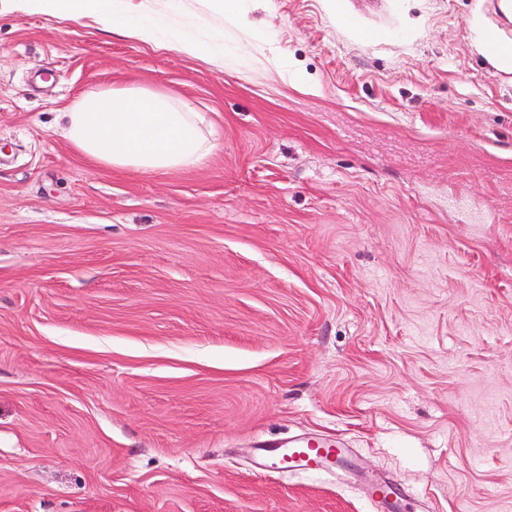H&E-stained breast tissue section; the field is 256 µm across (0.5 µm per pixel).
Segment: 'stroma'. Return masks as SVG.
Masks as SVG:
<instances>
[{
	"mask_svg": "<svg viewBox=\"0 0 512 512\" xmlns=\"http://www.w3.org/2000/svg\"><path fill=\"white\" fill-rule=\"evenodd\" d=\"M147 3L223 66L0 11V512H512V69L485 0ZM204 113L116 171L58 115ZM341 438L258 474L260 441ZM62 113L71 145L118 170L155 173L195 167L216 145L203 113L150 90L85 92ZM347 456L346 443L339 438L327 441L315 437H300L255 448V463L259 471L318 472L333 464L339 465ZM369 492L378 503H386L392 512H411L406 510L415 508L395 483L389 481L373 482Z\"/></svg>",
	"mask_w": 512,
	"mask_h": 512,
	"instance_id": "1",
	"label": "stroma"
}]
</instances>
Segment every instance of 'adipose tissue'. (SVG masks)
<instances>
[{
  "label": "adipose tissue",
  "instance_id": "adipose-tissue-1",
  "mask_svg": "<svg viewBox=\"0 0 512 512\" xmlns=\"http://www.w3.org/2000/svg\"><path fill=\"white\" fill-rule=\"evenodd\" d=\"M22 9L59 18H89L106 30L158 40L166 20L138 12L130 0H10ZM73 147L118 170L155 173L201 164L215 143L203 113L164 93L135 88L90 91L63 114Z\"/></svg>",
  "mask_w": 512,
  "mask_h": 512
}]
</instances>
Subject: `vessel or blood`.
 <instances>
[{"instance_id":"b4317fda","label":"vessel or blood","mask_w":512,"mask_h":512,"mask_svg":"<svg viewBox=\"0 0 512 512\" xmlns=\"http://www.w3.org/2000/svg\"><path fill=\"white\" fill-rule=\"evenodd\" d=\"M348 450L343 440L300 437L284 443H269L256 449L258 470L318 472L346 460ZM371 497L387 504L390 512H410L411 502L400 487L389 481H376L370 486Z\"/></svg>"}]
</instances>
